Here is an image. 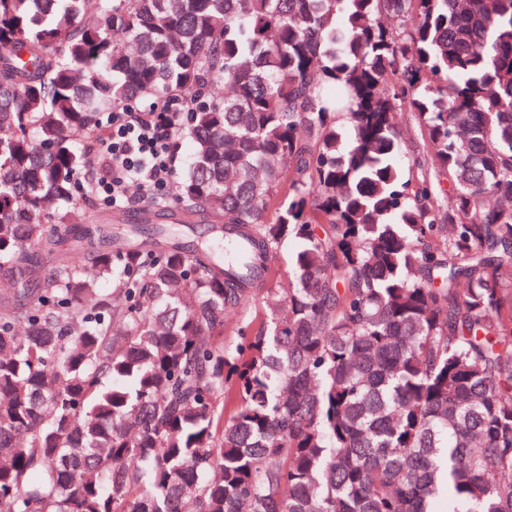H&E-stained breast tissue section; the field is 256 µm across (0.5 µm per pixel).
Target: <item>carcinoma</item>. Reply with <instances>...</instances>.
I'll use <instances>...</instances> for the list:
<instances>
[{
    "label": "carcinoma",
    "instance_id": "cac0c4a2",
    "mask_svg": "<svg viewBox=\"0 0 512 512\" xmlns=\"http://www.w3.org/2000/svg\"><path fill=\"white\" fill-rule=\"evenodd\" d=\"M182 96L115 243L97 112ZM0 281V512H512V0H0Z\"/></svg>",
    "mask_w": 512,
    "mask_h": 512
}]
</instances>
